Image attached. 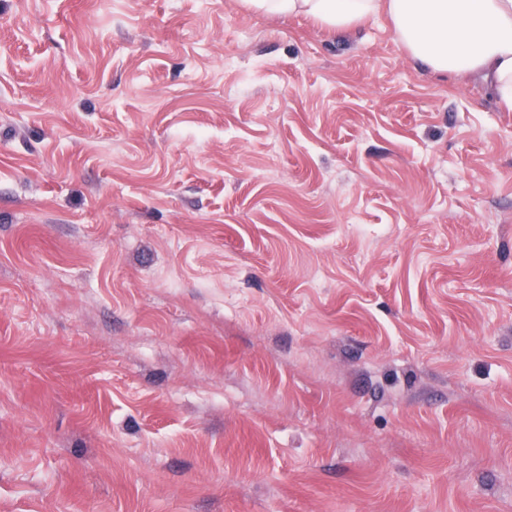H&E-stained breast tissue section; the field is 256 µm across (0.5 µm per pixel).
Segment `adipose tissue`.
<instances>
[{
    "instance_id": "adipose-tissue-1",
    "label": "adipose tissue",
    "mask_w": 512,
    "mask_h": 512,
    "mask_svg": "<svg viewBox=\"0 0 512 512\" xmlns=\"http://www.w3.org/2000/svg\"><path fill=\"white\" fill-rule=\"evenodd\" d=\"M268 16L304 15L345 32L386 13L395 41L432 73L476 75L512 109V0H242Z\"/></svg>"
}]
</instances>
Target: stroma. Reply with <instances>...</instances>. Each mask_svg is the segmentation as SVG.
<instances>
[{"label":"stroma","instance_id":"35a3bbf8","mask_svg":"<svg viewBox=\"0 0 512 512\" xmlns=\"http://www.w3.org/2000/svg\"><path fill=\"white\" fill-rule=\"evenodd\" d=\"M0 512H512V110L240 0H0Z\"/></svg>","mask_w":512,"mask_h":512}]
</instances>
